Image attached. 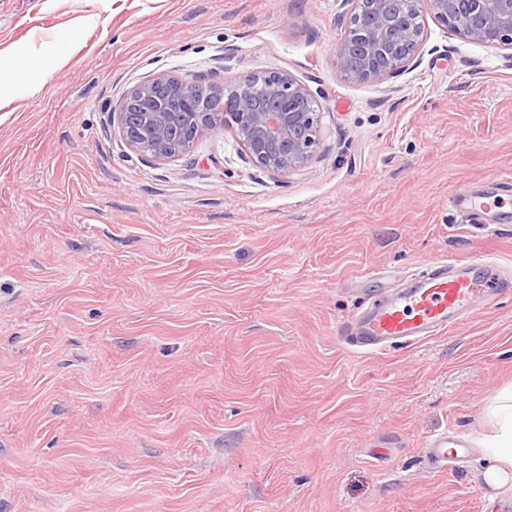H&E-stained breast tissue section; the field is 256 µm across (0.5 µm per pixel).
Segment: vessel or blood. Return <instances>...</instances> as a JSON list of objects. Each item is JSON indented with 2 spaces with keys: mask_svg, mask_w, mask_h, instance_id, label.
I'll use <instances>...</instances> for the list:
<instances>
[{
  "mask_svg": "<svg viewBox=\"0 0 512 512\" xmlns=\"http://www.w3.org/2000/svg\"><path fill=\"white\" fill-rule=\"evenodd\" d=\"M451 197L456 213L467 223L498 224L507 217L498 196L460 186ZM502 280L494 264L477 256L432 261L411 274L408 287L398 293L367 297L344 322L340 338L367 352L420 343L464 326L493 307ZM427 449L443 463L462 460L471 452L467 440L445 433L429 439Z\"/></svg>",
  "mask_w": 512,
  "mask_h": 512,
  "instance_id": "1",
  "label": "vessel or blood"
}]
</instances>
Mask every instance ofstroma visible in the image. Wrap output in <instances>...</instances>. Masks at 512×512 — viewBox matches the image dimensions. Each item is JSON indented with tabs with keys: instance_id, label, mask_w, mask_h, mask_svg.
<instances>
[{
	"instance_id": "obj_1",
	"label": "stroma",
	"mask_w": 512,
	"mask_h": 512,
	"mask_svg": "<svg viewBox=\"0 0 512 512\" xmlns=\"http://www.w3.org/2000/svg\"><path fill=\"white\" fill-rule=\"evenodd\" d=\"M341 0H0V512H512L482 478L512 293L360 354L365 294L442 257L512 263L449 194L512 172V59L425 18L408 65L341 77ZM285 70L321 123L274 174L231 130L158 162L112 109L169 72ZM472 446L445 466L428 437Z\"/></svg>"
}]
</instances>
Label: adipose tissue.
Segmentation results:
<instances>
[{"label": "adipose tissue", "instance_id": "1", "mask_svg": "<svg viewBox=\"0 0 512 512\" xmlns=\"http://www.w3.org/2000/svg\"><path fill=\"white\" fill-rule=\"evenodd\" d=\"M494 432L484 444L491 460L483 474L485 484L499 489L512 484V389L500 391L486 409Z\"/></svg>", "mask_w": 512, "mask_h": 512}]
</instances>
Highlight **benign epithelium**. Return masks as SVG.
<instances>
[{
  "label": "benign epithelium",
  "instance_id": "1",
  "mask_svg": "<svg viewBox=\"0 0 512 512\" xmlns=\"http://www.w3.org/2000/svg\"><path fill=\"white\" fill-rule=\"evenodd\" d=\"M351 4L343 33L333 51L338 73L353 82L383 80L414 57L419 39L402 22L401 0H343ZM452 31L477 43L509 51L512 59V0H408ZM254 78L237 83L232 104L234 131L249 160L271 172L303 168L318 144L319 112L311 90L288 71L271 73L264 99ZM224 84L202 73L191 81L156 74L119 103L118 127L127 146L156 161L187 153L208 131L224 128V113L205 112L218 103Z\"/></svg>",
  "mask_w": 512,
  "mask_h": 512
}]
</instances>
